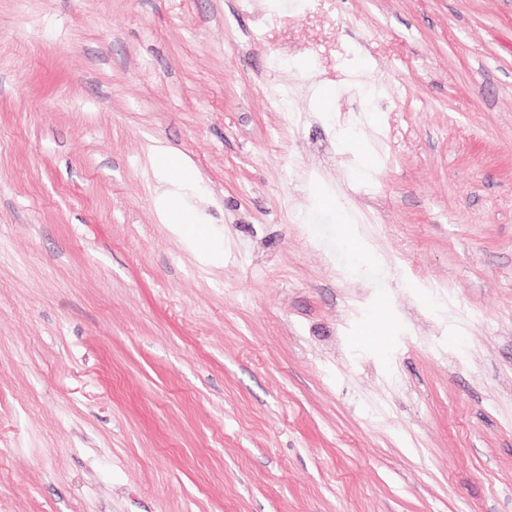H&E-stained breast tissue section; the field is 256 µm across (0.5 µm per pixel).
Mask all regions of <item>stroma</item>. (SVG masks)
Returning <instances> with one entry per match:
<instances>
[{"instance_id":"stroma-1","label":"stroma","mask_w":512,"mask_h":512,"mask_svg":"<svg viewBox=\"0 0 512 512\" xmlns=\"http://www.w3.org/2000/svg\"><path fill=\"white\" fill-rule=\"evenodd\" d=\"M0 512H512V0H0Z\"/></svg>"}]
</instances>
